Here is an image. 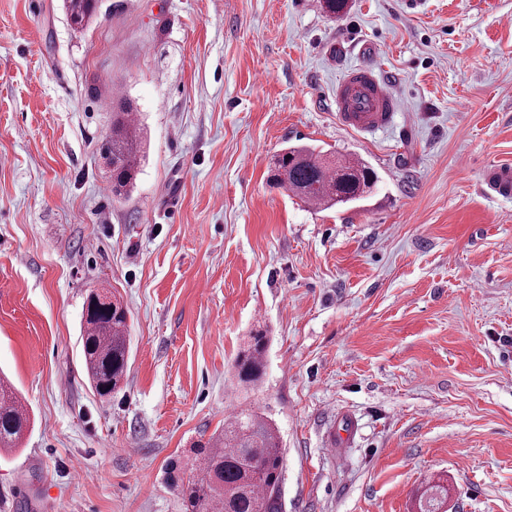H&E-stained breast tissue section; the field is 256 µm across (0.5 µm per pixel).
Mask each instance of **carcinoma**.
Returning <instances> with one entry per match:
<instances>
[{"label":"carcinoma","mask_w":512,"mask_h":512,"mask_svg":"<svg viewBox=\"0 0 512 512\" xmlns=\"http://www.w3.org/2000/svg\"><path fill=\"white\" fill-rule=\"evenodd\" d=\"M73 29L91 22L97 0H64ZM146 132L131 111L112 114L102 149L112 168V194L128 193L143 160ZM270 182L308 204L330 208L355 206L374 190L378 175L362 158L336 155L314 144L289 146L277 156ZM128 311L104 288L87 294L80 337L87 378L102 397L120 388L129 360ZM267 338L258 331L235 359L238 379L259 381ZM29 413L15 390L0 379V449L14 448L29 428ZM283 453L278 431L253 409L235 412L221 431L198 443L193 455L172 462L169 485L185 512H279ZM448 489L433 485L419 499L420 512H439Z\"/></svg>","instance_id":"cac0c4a2"}]
</instances>
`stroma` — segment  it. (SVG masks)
I'll list each match as a JSON object with an SVG mask.
<instances>
[{"label":"stroma","instance_id":"35a3bbf8","mask_svg":"<svg viewBox=\"0 0 512 512\" xmlns=\"http://www.w3.org/2000/svg\"><path fill=\"white\" fill-rule=\"evenodd\" d=\"M373 44L402 110L343 127L333 90ZM147 129L134 190L99 146ZM357 155L353 208L270 187L287 145ZM512 0H0V375L30 411L0 453L7 512H183L164 479L242 407L278 428L280 512H512ZM129 311L120 389L83 367L89 289ZM266 330L257 385L233 368ZM358 432L328 444L343 413ZM67 19L72 20L77 31H83L91 22L97 9V0H64ZM478 188L491 199H512V163H496L485 169Z\"/></svg>","mask_w":512,"mask_h":512}]
</instances>
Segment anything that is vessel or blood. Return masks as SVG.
Wrapping results in <instances>:
<instances>
[{
  "label": "vessel or blood",
  "instance_id": "vessel-or-blood-1",
  "mask_svg": "<svg viewBox=\"0 0 512 512\" xmlns=\"http://www.w3.org/2000/svg\"><path fill=\"white\" fill-rule=\"evenodd\" d=\"M334 102L343 126L368 134L392 126L398 112V99L375 63L351 66L336 84ZM478 188L492 199H512V163L485 169Z\"/></svg>",
  "mask_w": 512,
  "mask_h": 512
}]
</instances>
